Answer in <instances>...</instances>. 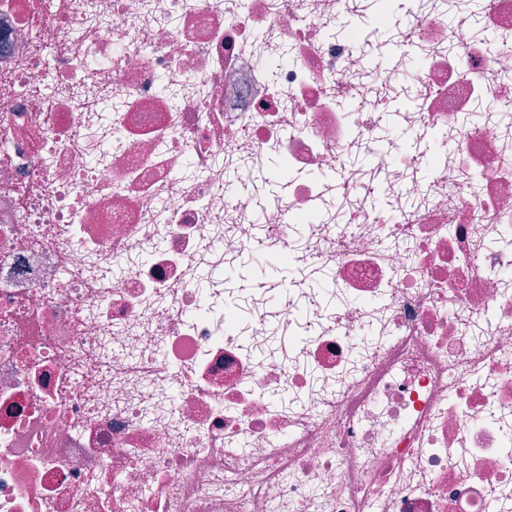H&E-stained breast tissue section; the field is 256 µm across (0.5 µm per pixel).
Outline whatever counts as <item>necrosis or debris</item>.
Instances as JSON below:
<instances>
[{
    "mask_svg": "<svg viewBox=\"0 0 512 512\" xmlns=\"http://www.w3.org/2000/svg\"><path fill=\"white\" fill-rule=\"evenodd\" d=\"M363 8L403 30L375 84L378 43L336 30ZM391 112L437 147L419 203L334 220L345 153L413 181ZM501 112L512 53L422 0H0V512H512ZM271 155L256 225L259 189L222 186ZM255 237L340 303L229 300Z\"/></svg>",
    "mask_w": 512,
    "mask_h": 512,
    "instance_id": "1",
    "label": "necrosis or debris"
}]
</instances>
